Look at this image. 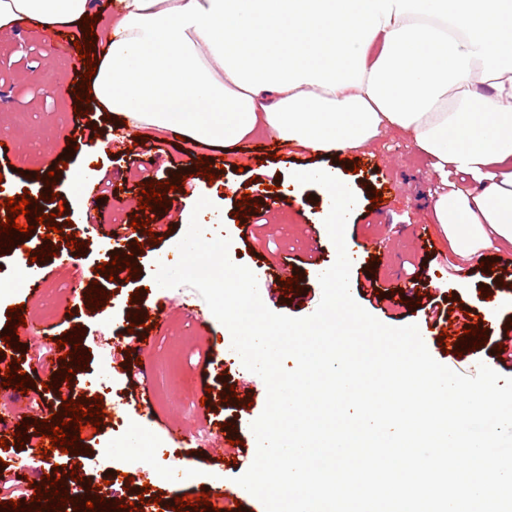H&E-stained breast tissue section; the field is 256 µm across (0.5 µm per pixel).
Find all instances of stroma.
I'll return each instance as SVG.
<instances>
[{"instance_id":"stroma-1","label":"stroma","mask_w":512,"mask_h":512,"mask_svg":"<svg viewBox=\"0 0 512 512\" xmlns=\"http://www.w3.org/2000/svg\"><path fill=\"white\" fill-rule=\"evenodd\" d=\"M57 50H50L39 33L20 26L10 37L0 39V130L15 127V155L0 158V179L12 187L13 198L23 193L37 195L43 171L54 172V200L42 201L41 211L57 214L63 229L56 239L55 257L28 263L25 281L15 284L14 253L0 248V282L14 283L12 291L0 294V337L12 335L19 361L18 371L33 381L28 393L5 385L0 374V405L27 420L46 419L61 410L60 400L68 386L92 382L104 402V418L99 429L85 428L79 436L81 452L62 453L55 461L42 460L38 453L35 428H27L25 445L9 437L7 447H0V476L12 480L13 489L0 488V512L14 491H28L30 482L54 470L70 471L81 465L82 477L101 489L107 502H137L139 496L150 500L149 512H173L178 494L191 497L215 493L217 488L234 489L235 477L252 464L257 447L251 424L262 413L267 390L264 381L247 370L231 350L225 349L218 367L205 366V347L198 340L199 327L183 315V308L203 305V298L192 288L153 287L159 258L176 264L177 242L187 227L182 214L191 211L196 193L204 181L197 163L222 155V165H213L216 178L210 189L215 196L217 214L201 215L209 233L231 240L229 256L235 263L251 269L259 282L265 283L264 304L273 312L305 317L317 309L321 296L318 276L335 252L324 225L320 222V199L305 195L303 200L286 196L275 209L261 205L246 207L245 215L234 218L244 186L259 181L287 187L289 174L311 164L309 152L277 144L274 155L259 152L266 143L263 135L245 138L233 148L218 150L177 139L175 133L156 128L145 129L146 140L133 144L122 136L105 113L88 112L85 120L95 126L93 136L73 124L74 104L58 95H44L45 82L59 85L68 81L70 68L77 59L76 41L83 32L75 28L61 31ZM361 170H354V162ZM343 175L354 177L365 204L360 214L345 229L347 247L368 245L374 262L352 265L350 292L355 301L381 323L391 327L417 325L428 336L432 357L451 370L476 374L479 364H487L505 377H512V362L500 353L501 346L512 344V257L498 253L493 264L480 259L460 262L439 225L432 221L428 196L437 186L430 163L418 153L411 140L396 130H389L360 151L331 161ZM102 166L110 192L96 203L106 225L94 230L81 220V207L68 202V174L81 166ZM186 178L181 189L173 191L168 207L148 212L140 209L141 186L150 181L166 182L176 175ZM383 191L384 201L373 204L375 191ZM167 225L165 236L149 242L140 235L142 251H131L130 241L123 248L140 270L138 277L109 279L101 273L112 249L111 226L130 224L132 216ZM83 242L80 252L70 251L66 236ZM297 275L300 289L284 292L269 282L280 270ZM412 279L414 294L397 297L392 284L397 279ZM97 284L108 291L105 311L89 310L78 304L70 317L56 315L57 296L75 281ZM167 297L170 309L158 318L153 330L155 345L141 361L128 359L132 343L128 328L135 313L158 297ZM435 301L443 310H451L452 322L485 320L484 345L466 349L463 355L447 354L436 340L437 331L431 313L421 302ZM496 302L495 313H488V302ZM23 305V315L33 325L29 331H11L8 307ZM84 329L81 345L89 355L84 369L75 370L70 385L47 390L43 384L56 376L58 365L46 344L47 338L60 339L74 329ZM175 354L176 368L170 378L154 375L152 386L163 389V397L143 401L137 385L128 381L127 372L136 364L154 370L158 361ZM233 385L236 398L224 399L226 385ZM213 390L214 400L207 420H200L190 409L201 387ZM177 423L189 431L206 427L215 442L225 443L223 454L209 455L200 461L189 458L188 449L170 438L162 420ZM139 429L152 440L155 451L149 460L134 459L111 465L103 450L123 440L131 429ZM26 462V473H19V462ZM180 462L177 474L167 481L155 479L159 471H168L171 462Z\"/></svg>"}]
</instances>
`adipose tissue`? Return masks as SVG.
<instances>
[{"label": "adipose tissue", "instance_id": "obj_1", "mask_svg": "<svg viewBox=\"0 0 512 512\" xmlns=\"http://www.w3.org/2000/svg\"><path fill=\"white\" fill-rule=\"evenodd\" d=\"M96 0H0V35L100 15ZM91 95L127 129L232 147L264 131L318 155L407 133L444 189L431 202L453 253L512 246V0H117L96 31ZM465 175L459 185L456 175ZM322 221L361 192L330 165Z\"/></svg>", "mask_w": 512, "mask_h": 512}]
</instances>
